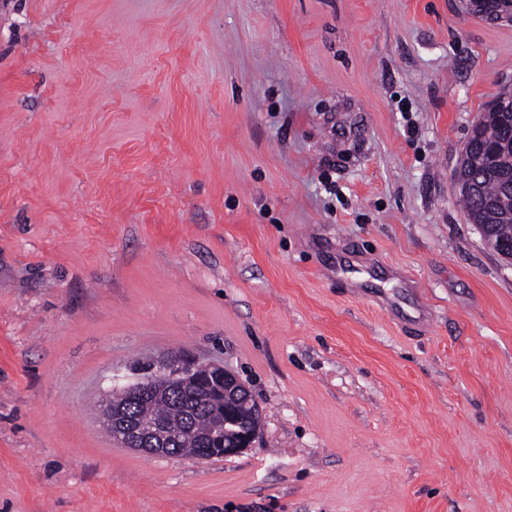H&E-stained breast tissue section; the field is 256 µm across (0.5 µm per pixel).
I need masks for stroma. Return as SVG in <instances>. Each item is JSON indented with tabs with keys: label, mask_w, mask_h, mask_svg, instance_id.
Masks as SVG:
<instances>
[{
	"label": "stroma",
	"mask_w": 512,
	"mask_h": 512,
	"mask_svg": "<svg viewBox=\"0 0 512 512\" xmlns=\"http://www.w3.org/2000/svg\"><path fill=\"white\" fill-rule=\"evenodd\" d=\"M459 0H0V512H512V263L454 169L512 89ZM173 353L252 447L114 440Z\"/></svg>",
	"instance_id": "obj_1"
}]
</instances>
